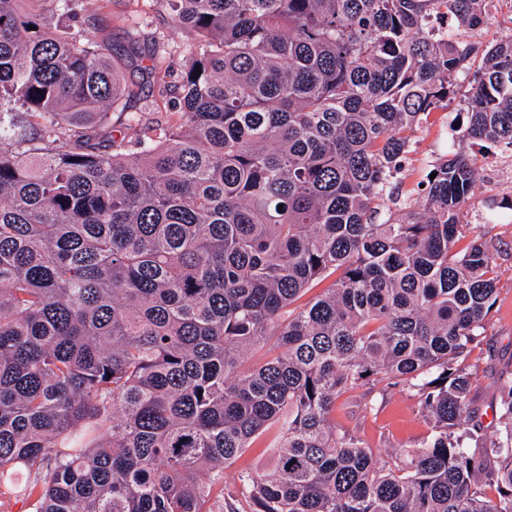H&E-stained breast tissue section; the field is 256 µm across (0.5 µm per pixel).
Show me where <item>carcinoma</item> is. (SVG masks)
Returning a JSON list of instances; mask_svg holds the SVG:
<instances>
[{
  "instance_id": "cac0c4a2",
  "label": "carcinoma",
  "mask_w": 512,
  "mask_h": 512,
  "mask_svg": "<svg viewBox=\"0 0 512 512\" xmlns=\"http://www.w3.org/2000/svg\"><path fill=\"white\" fill-rule=\"evenodd\" d=\"M163 2L193 41L177 85L155 51L126 55L167 117L102 151L91 129L139 92L107 38L75 0H0V108L34 118L29 147L0 149V497L512 512V372L485 441L457 367L503 288L465 145L512 152V36L473 71L475 46L429 25L481 28L487 0ZM457 94L452 150L402 193L415 132ZM393 386L431 432L384 460L333 413ZM260 445L274 468L224 490ZM272 465L269 448H250L235 464L224 470V489L232 487L241 468L262 471Z\"/></svg>"
}]
</instances>
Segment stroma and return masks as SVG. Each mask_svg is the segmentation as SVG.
Instances as JSON below:
<instances>
[{"instance_id": "stroma-1", "label": "stroma", "mask_w": 512, "mask_h": 512, "mask_svg": "<svg viewBox=\"0 0 512 512\" xmlns=\"http://www.w3.org/2000/svg\"><path fill=\"white\" fill-rule=\"evenodd\" d=\"M78 9L88 32L101 29L111 33L115 62H124L125 49L134 40L158 48L173 73H181L189 59L191 41L173 24L161 0H78ZM160 102L156 90L145 87L143 98L108 110L102 128L114 137L135 139L137 131L128 125L127 115L136 112L147 121L161 119ZM460 364L473 377L475 398L483 414H490L498 374L512 371V288L502 290L486 319L483 336L470 346ZM364 400L361 389L342 396L333 420L337 428L356 432L375 453L412 446L427 435L421 406L406 391L389 389L385 403L368 412L360 409Z\"/></svg>"}]
</instances>
